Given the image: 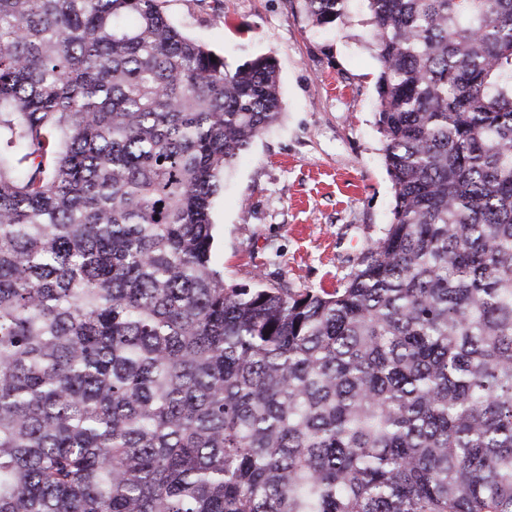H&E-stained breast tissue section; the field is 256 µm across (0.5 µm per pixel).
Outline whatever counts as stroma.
Returning a JSON list of instances; mask_svg holds the SVG:
<instances>
[{
	"instance_id": "35a3bbf8",
	"label": "stroma",
	"mask_w": 512,
	"mask_h": 512,
	"mask_svg": "<svg viewBox=\"0 0 512 512\" xmlns=\"http://www.w3.org/2000/svg\"><path fill=\"white\" fill-rule=\"evenodd\" d=\"M188 37L228 69L269 53L282 115L224 171L213 254L229 284L256 275L332 289L392 219L394 189L378 131L379 63L364 0L344 21L309 23L298 0H162Z\"/></svg>"
}]
</instances>
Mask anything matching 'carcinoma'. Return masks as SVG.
Here are the masks:
<instances>
[{
  "label": "carcinoma",
  "instance_id": "cac0c4a2",
  "mask_svg": "<svg viewBox=\"0 0 512 512\" xmlns=\"http://www.w3.org/2000/svg\"><path fill=\"white\" fill-rule=\"evenodd\" d=\"M367 9L395 205L328 291L211 252L273 56L0 0V512H512V0Z\"/></svg>",
  "mask_w": 512,
  "mask_h": 512
}]
</instances>
